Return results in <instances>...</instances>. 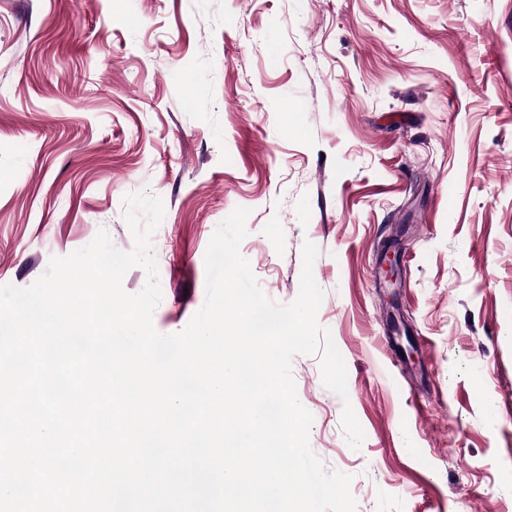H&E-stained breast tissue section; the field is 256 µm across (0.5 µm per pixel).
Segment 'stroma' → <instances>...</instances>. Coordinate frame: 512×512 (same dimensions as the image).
<instances>
[{
	"label": "stroma",
	"instance_id": "35a3bbf8",
	"mask_svg": "<svg viewBox=\"0 0 512 512\" xmlns=\"http://www.w3.org/2000/svg\"><path fill=\"white\" fill-rule=\"evenodd\" d=\"M141 190L165 204L164 335L235 208L279 304L318 248L348 395L319 355L291 372L356 512H512V0H0V285L102 228L130 250Z\"/></svg>",
	"mask_w": 512,
	"mask_h": 512
}]
</instances>
